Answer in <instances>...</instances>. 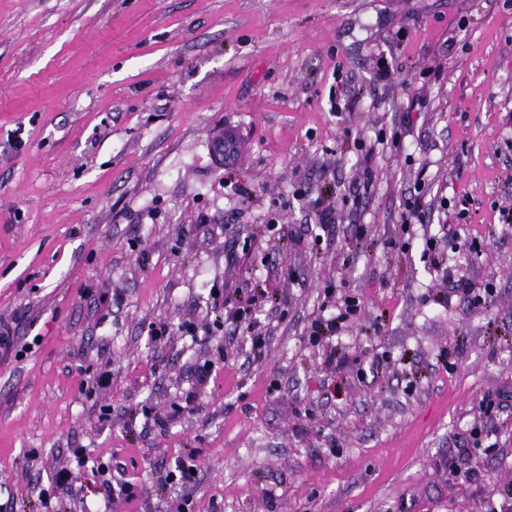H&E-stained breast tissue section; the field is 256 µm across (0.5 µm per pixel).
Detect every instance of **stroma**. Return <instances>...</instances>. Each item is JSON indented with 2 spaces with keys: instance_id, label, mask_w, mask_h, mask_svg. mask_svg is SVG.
Masks as SVG:
<instances>
[{
  "instance_id": "obj_1",
  "label": "stroma",
  "mask_w": 512,
  "mask_h": 512,
  "mask_svg": "<svg viewBox=\"0 0 512 512\" xmlns=\"http://www.w3.org/2000/svg\"><path fill=\"white\" fill-rule=\"evenodd\" d=\"M509 206L512 0H0V318L33 345L0 361V512H512V406L479 413L512 392ZM347 296L334 371L308 330ZM79 448L135 500L54 487ZM229 134L220 133L213 137V148L218 155V159H224V164H235L243 154V141L237 131L229 127ZM221 145V150L217 152V146Z\"/></svg>"
}]
</instances>
